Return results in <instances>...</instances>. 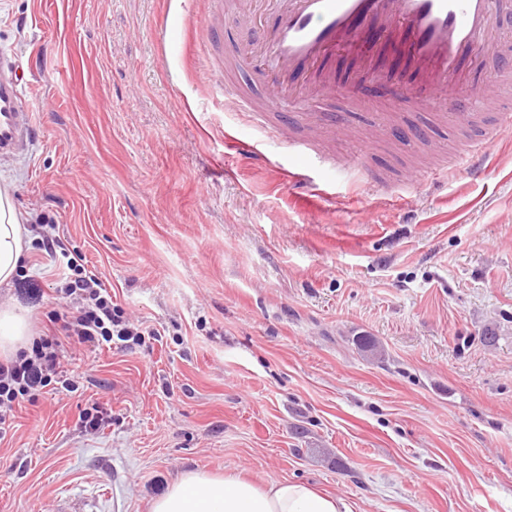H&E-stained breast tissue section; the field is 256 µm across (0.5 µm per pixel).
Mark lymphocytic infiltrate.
<instances>
[{
    "label": "lymphocytic infiltrate",
    "instance_id": "obj_1",
    "mask_svg": "<svg viewBox=\"0 0 512 512\" xmlns=\"http://www.w3.org/2000/svg\"><path fill=\"white\" fill-rule=\"evenodd\" d=\"M66 267L68 281L63 292L72 302L70 318L62 321L57 335L39 337L30 347L0 361V438L12 426L14 405L35 401L53 384L74 391V377L59 360L63 339L73 338L97 347L111 346L116 340L142 341L141 330L113 304L110 292L96 274L87 270L80 252L67 253Z\"/></svg>",
    "mask_w": 512,
    "mask_h": 512
}]
</instances>
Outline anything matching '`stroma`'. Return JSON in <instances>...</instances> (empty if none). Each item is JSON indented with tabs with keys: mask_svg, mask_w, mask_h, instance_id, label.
Instances as JSON below:
<instances>
[{
	"mask_svg": "<svg viewBox=\"0 0 512 512\" xmlns=\"http://www.w3.org/2000/svg\"><path fill=\"white\" fill-rule=\"evenodd\" d=\"M213 0H0V53L34 102L0 161L25 223L55 224L144 344H63L75 391L14 410L0 512H150L188 470L288 479L352 512H512V130L486 170L411 183L382 143L344 175L264 139L213 95ZM310 102L364 133L390 106L354 58ZM0 290L34 336L67 314L30 248ZM369 336L385 350L365 357ZM100 406L95 431L78 421Z\"/></svg>",
	"mask_w": 512,
	"mask_h": 512,
	"instance_id": "35a3bbf8",
	"label": "stroma"
}]
</instances>
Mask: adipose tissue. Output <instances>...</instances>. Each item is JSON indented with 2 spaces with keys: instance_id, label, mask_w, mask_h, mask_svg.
Listing matches in <instances>:
<instances>
[{
  "instance_id": "1",
  "label": "adipose tissue",
  "mask_w": 512,
  "mask_h": 512,
  "mask_svg": "<svg viewBox=\"0 0 512 512\" xmlns=\"http://www.w3.org/2000/svg\"><path fill=\"white\" fill-rule=\"evenodd\" d=\"M27 231L8 188L0 187V288L10 287L27 255ZM151 512H351L342 498L308 484L257 482L240 474L188 471L152 502Z\"/></svg>"
}]
</instances>
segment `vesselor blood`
Wrapping results in <instances>:
<instances>
[{
	"label": "vessel or blood",
	"mask_w": 512,
	"mask_h": 512,
	"mask_svg": "<svg viewBox=\"0 0 512 512\" xmlns=\"http://www.w3.org/2000/svg\"><path fill=\"white\" fill-rule=\"evenodd\" d=\"M270 0H250L243 20L253 33L242 51L227 49L223 75L213 92L225 104L265 128L275 101L284 100L290 78L306 76L317 90L333 91L325 57L346 55L363 71L392 87L397 104L423 112L438 97L453 101L472 95L470 111L448 115L449 133L473 131L472 139L445 153L434 172L447 176L459 168L479 171L487 150L503 129L512 128V38L502 34L512 16V0H284L269 15ZM395 51L408 70L395 74L377 64ZM497 74L488 77L489 59ZM17 57L0 54V156L15 158L33 142V108L18 76ZM298 123L330 125L332 136H350L325 112H300Z\"/></svg>",
	"instance_id": "obj_1"
}]
</instances>
